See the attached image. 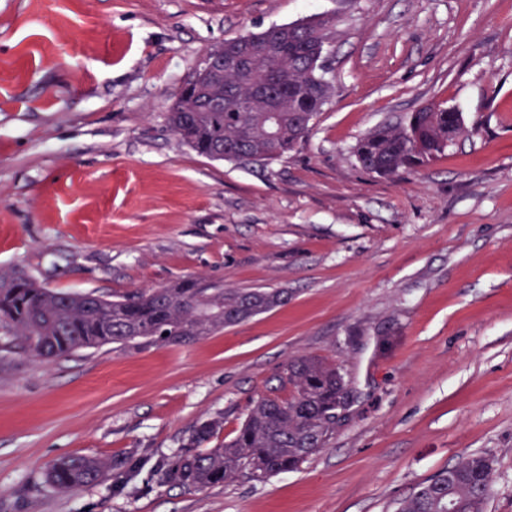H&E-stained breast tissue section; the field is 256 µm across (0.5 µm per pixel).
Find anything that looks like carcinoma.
Returning <instances> with one entry per match:
<instances>
[{
    "instance_id": "cac0c4a2",
    "label": "carcinoma",
    "mask_w": 512,
    "mask_h": 512,
    "mask_svg": "<svg viewBox=\"0 0 512 512\" xmlns=\"http://www.w3.org/2000/svg\"><path fill=\"white\" fill-rule=\"evenodd\" d=\"M336 18L315 15L303 26L272 25L224 39V57H247L240 67L195 70L167 112L172 131L198 154L213 160L265 165L293 151L328 103L329 46ZM275 119L265 111L269 101ZM476 129L453 107L428 103L406 119L363 135L353 155L380 176L427 164ZM288 291L227 288L189 277L168 288L127 297L43 288L22 273L0 270V322L40 357H54L105 344L163 345L196 340L281 306ZM251 407L236 435L202 449L221 422L202 420L165 465L164 480L188 489L226 484L244 473L262 480L299 468L326 447L336 426L346 373L322 358L291 359ZM107 459L71 456L57 461L46 480L59 490L99 482ZM492 492V460L469 454L399 503L398 512H485Z\"/></svg>"
}]
</instances>
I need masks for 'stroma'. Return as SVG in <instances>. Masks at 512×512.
<instances>
[{"instance_id":"1","label":"stroma","mask_w":512,"mask_h":512,"mask_svg":"<svg viewBox=\"0 0 512 512\" xmlns=\"http://www.w3.org/2000/svg\"><path fill=\"white\" fill-rule=\"evenodd\" d=\"M318 14L339 19L333 93L296 151L212 160L171 132L207 51ZM430 102L477 133L394 177L356 166L361 136ZM1 269L290 300L187 344L53 358L0 325V512H396L472 453L493 461L487 512H512V0H0ZM302 355L352 381L325 448L264 480H163L197 422L231 439ZM73 455L119 464L50 487Z\"/></svg>"}]
</instances>
